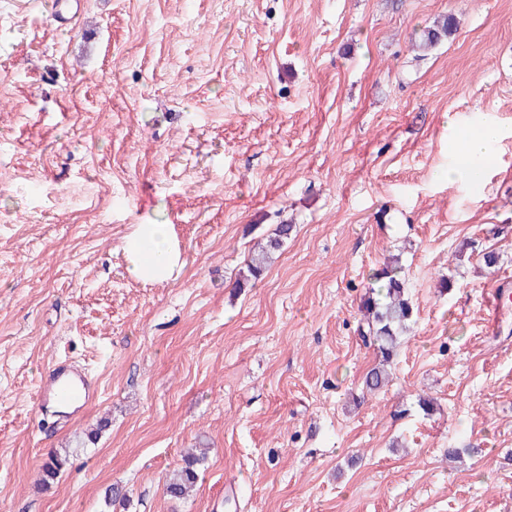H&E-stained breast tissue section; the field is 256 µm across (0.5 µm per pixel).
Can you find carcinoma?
<instances>
[{
  "label": "carcinoma",
  "mask_w": 512,
  "mask_h": 512,
  "mask_svg": "<svg viewBox=\"0 0 512 512\" xmlns=\"http://www.w3.org/2000/svg\"><path fill=\"white\" fill-rule=\"evenodd\" d=\"M454 31L456 26L453 17L448 16L435 27L423 31L417 49L425 53L433 49L441 38ZM292 229L293 225L288 223L277 225L276 232L258 246V251L252 255L245 267L239 270L235 287L243 288L261 278L271 254L282 247ZM374 278L380 283L378 292H369L361 303V311L366 320L362 338L365 343L375 347L382 358V363L372 368L365 377V387L370 393L385 385L387 373L384 366L395 355L400 337L409 330L413 313L398 261L387 263ZM198 461L199 458L194 455L187 457L184 459V465L174 471L166 484V494L170 499L180 501L189 495L198 478ZM65 464L66 459L56 454L51 456L42 466V483L46 485L54 480Z\"/></svg>",
  "instance_id": "obj_1"
}]
</instances>
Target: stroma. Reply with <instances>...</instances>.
<instances>
[{
	"label": "stroma",
	"instance_id": "obj_1",
	"mask_svg": "<svg viewBox=\"0 0 512 512\" xmlns=\"http://www.w3.org/2000/svg\"><path fill=\"white\" fill-rule=\"evenodd\" d=\"M81 5L64 31L0 0V512H512V312L485 307L512 274V0ZM452 117L503 130L482 186L445 178ZM138 224L171 225L176 279L128 273ZM392 255L414 324L372 394L359 307ZM63 358L99 389L70 423L34 400ZM457 28L453 21V17L448 16L444 18L442 23L437 24L434 28H429L423 31L422 38L417 46V49L423 53L433 49L442 37H446ZM293 224H277L276 232L269 236L264 244L258 246V251L252 255L245 267L239 270L234 288H244L252 280H259L264 273L265 264L270 259L271 254L278 251L284 242L288 239ZM200 460L199 457L191 456L184 459V465L174 471L166 484V494L170 499L180 501L185 499L195 484L198 473L196 465Z\"/></svg>",
	"mask_w": 512,
	"mask_h": 512
}]
</instances>
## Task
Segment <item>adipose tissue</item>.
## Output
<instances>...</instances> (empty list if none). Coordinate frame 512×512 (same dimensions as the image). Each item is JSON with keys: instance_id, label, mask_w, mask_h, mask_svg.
I'll return each instance as SVG.
<instances>
[{"instance_id": "obj_1", "label": "adipose tissue", "mask_w": 512, "mask_h": 512, "mask_svg": "<svg viewBox=\"0 0 512 512\" xmlns=\"http://www.w3.org/2000/svg\"><path fill=\"white\" fill-rule=\"evenodd\" d=\"M500 127L488 121L462 136L453 150L455 162L449 168V181L464 180L469 165L484 159L489 145L500 139ZM127 270L135 279L156 283L178 276L182 268L181 252L166 224H141L124 241Z\"/></svg>"}]
</instances>
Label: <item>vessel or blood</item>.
I'll return each mask as SVG.
<instances>
[{"mask_svg": "<svg viewBox=\"0 0 512 512\" xmlns=\"http://www.w3.org/2000/svg\"><path fill=\"white\" fill-rule=\"evenodd\" d=\"M80 0H52V8L60 27L75 25L80 12ZM512 300V280L503 279L492 291L490 313H504ZM98 388L94 377L67 362L52 365L40 378L36 400L41 408L50 404L85 406L93 402Z\"/></svg>", "mask_w": 512, "mask_h": 512, "instance_id": "b4317fda", "label": "vessel or blood"}]
</instances>
